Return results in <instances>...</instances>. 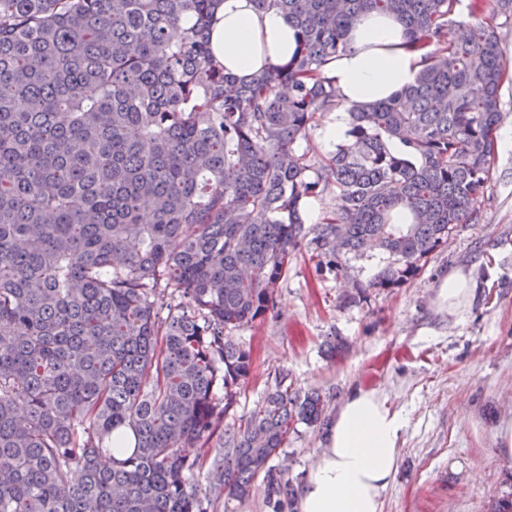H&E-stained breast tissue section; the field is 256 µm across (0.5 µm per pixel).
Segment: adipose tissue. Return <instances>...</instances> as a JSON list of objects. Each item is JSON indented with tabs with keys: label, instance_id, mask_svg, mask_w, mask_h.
Masks as SVG:
<instances>
[{
	"label": "adipose tissue",
	"instance_id": "ef3b65f1",
	"mask_svg": "<svg viewBox=\"0 0 512 512\" xmlns=\"http://www.w3.org/2000/svg\"><path fill=\"white\" fill-rule=\"evenodd\" d=\"M406 42L404 28L390 16L368 13L350 28L346 49L325 67L340 98L337 113L321 131L325 143L342 138L344 114L351 104L387 99L414 82L422 54L407 48ZM211 46L218 61L248 80L293 56L296 29L287 16L258 9L254 0H221L211 26ZM474 291L470 277L451 272L439 288L438 304L463 321ZM404 427V416L378 389L348 393L325 429V444L299 491L297 512H384L385 492L399 469Z\"/></svg>",
	"mask_w": 512,
	"mask_h": 512
}]
</instances>
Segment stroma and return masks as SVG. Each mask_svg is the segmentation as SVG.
<instances>
[{
  "label": "stroma",
  "instance_id": "stroma-1",
  "mask_svg": "<svg viewBox=\"0 0 512 512\" xmlns=\"http://www.w3.org/2000/svg\"><path fill=\"white\" fill-rule=\"evenodd\" d=\"M388 262L375 250L331 270L302 242L273 309L232 331L252 365L224 421L247 416L279 381L318 391L331 414L349 391L376 388L406 420L385 512H497L512 495V464L496 454L497 428L512 417V149H498L474 223L400 287H370ZM455 270L476 283L461 323L437 302ZM352 279L366 291L348 303ZM331 336L343 343L332 359ZM323 433V425L297 424L272 459L292 490L308 479Z\"/></svg>",
  "mask_w": 512,
  "mask_h": 512
}]
</instances>
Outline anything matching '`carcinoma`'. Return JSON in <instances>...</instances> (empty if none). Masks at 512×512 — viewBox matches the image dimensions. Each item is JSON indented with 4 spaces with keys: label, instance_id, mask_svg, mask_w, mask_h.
<instances>
[{
    "label": "carcinoma",
    "instance_id": "cac0c4a2",
    "mask_svg": "<svg viewBox=\"0 0 512 512\" xmlns=\"http://www.w3.org/2000/svg\"><path fill=\"white\" fill-rule=\"evenodd\" d=\"M219 2L0 0V512H208L259 480L282 508L268 463L324 400L279 382L224 425L251 370L224 331L274 306L310 233L330 265L388 254L368 287L395 288L478 217L496 26L454 36L460 0H255L297 50L242 81L211 47ZM370 12L428 49L423 67L351 105L346 142L316 161L298 143L339 106L324 66ZM328 188L335 210L305 228Z\"/></svg>",
    "mask_w": 512,
    "mask_h": 512
}]
</instances>
